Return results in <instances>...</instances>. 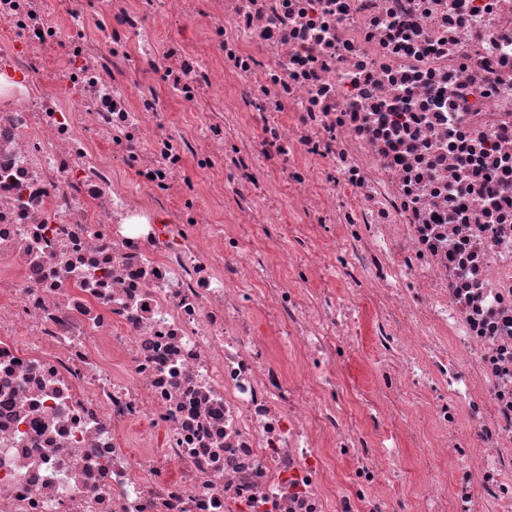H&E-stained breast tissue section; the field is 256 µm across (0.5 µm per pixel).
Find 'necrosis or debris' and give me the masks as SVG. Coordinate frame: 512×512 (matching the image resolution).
I'll return each instance as SVG.
<instances>
[{
    "label": "necrosis or debris",
    "instance_id": "4bbe7bcc",
    "mask_svg": "<svg viewBox=\"0 0 512 512\" xmlns=\"http://www.w3.org/2000/svg\"><path fill=\"white\" fill-rule=\"evenodd\" d=\"M202 3L0 0V512H512V0Z\"/></svg>",
    "mask_w": 512,
    "mask_h": 512
}]
</instances>
